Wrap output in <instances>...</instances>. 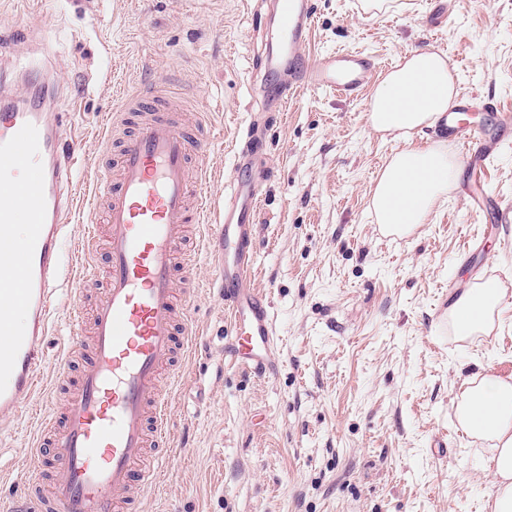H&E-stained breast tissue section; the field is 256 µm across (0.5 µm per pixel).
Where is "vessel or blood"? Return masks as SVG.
<instances>
[{"label":"vessel or blood","mask_w":512,"mask_h":512,"mask_svg":"<svg viewBox=\"0 0 512 512\" xmlns=\"http://www.w3.org/2000/svg\"><path fill=\"white\" fill-rule=\"evenodd\" d=\"M265 52L255 83L265 108L285 111L308 92L361 96L378 68L361 51L310 56L315 0H272ZM167 93L126 96L110 114L102 138L115 148L109 181H96L86 215L84 268L95 273L96 254L107 258L106 286L91 311L75 308L77 322H90L92 336L71 337L66 359L81 369L62 411L47 415L33 450L35 466L52 456L50 482L28 480L8 512H133L138 490L155 485L170 456L166 395L178 372L173 360L195 334L188 302L175 284L177 267L188 266L183 227L210 228L224 307L244 337L231 353L265 370L276 347V328L266 293L246 287L262 186L240 161L222 212L212 210L211 173L192 167L195 149L223 145L213 126L186 125L164 111ZM469 95L440 116L437 133L460 141L469 160L467 196L473 213L494 210L512 222V206L478 184L498 144L512 138V114L498 113L494 128L467 126ZM78 155L65 146L54 113L30 112L14 99H0V420L16 417L38 390L41 342L50 333L53 290L60 273L58 243L66 215L78 210L70 188ZM106 223V241L96 235Z\"/></svg>","instance_id":"b4317fda"}]
</instances>
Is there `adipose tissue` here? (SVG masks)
Instances as JSON below:
<instances>
[{
  "instance_id": "ef3b65f1",
  "label": "adipose tissue",
  "mask_w": 512,
  "mask_h": 512,
  "mask_svg": "<svg viewBox=\"0 0 512 512\" xmlns=\"http://www.w3.org/2000/svg\"><path fill=\"white\" fill-rule=\"evenodd\" d=\"M456 95L446 55L431 50L407 53L377 82L367 104L368 125L407 143L386 159L371 190L369 210L387 231L413 232L457 184L461 165L452 146L410 144L448 111ZM502 296L494 281L463 291L452 307L456 335L466 338L478 331ZM455 414L472 437L489 444L486 465L495 477L490 512H512V375L488 370L467 380Z\"/></svg>"
}]
</instances>
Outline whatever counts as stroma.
Segmentation results:
<instances>
[{"label": "stroma", "mask_w": 512, "mask_h": 512, "mask_svg": "<svg viewBox=\"0 0 512 512\" xmlns=\"http://www.w3.org/2000/svg\"><path fill=\"white\" fill-rule=\"evenodd\" d=\"M264 0H0V78L28 67L55 84L54 110L81 162L77 195L111 164L94 136L126 87L168 90L224 133L201 149L223 204L234 148L261 103L254 64ZM361 0H316L310 55L360 50L384 76L409 51L445 52L458 91L512 111V0H396L386 15ZM366 97L307 93L275 117L264 145L263 186L247 284L266 292L277 347L260 375L226 355L233 327L206 248L192 260L190 316L197 336L181 389L169 400L173 452L138 512H487L494 491L462 434L454 405L483 368L512 373V304L484 333L461 341L437 311L449 286L497 278L512 293V245L492 214L475 216L461 189L410 235L382 237L369 201L380 167L401 141L372 131ZM85 232L72 216L59 244L53 329L43 348L46 390L29 414L0 428V502L25 474L44 411L62 407L51 384L77 376L62 347L90 308L104 272L73 277ZM446 436L441 455L433 439Z\"/></svg>", "instance_id": "stroma-1"}]
</instances>
